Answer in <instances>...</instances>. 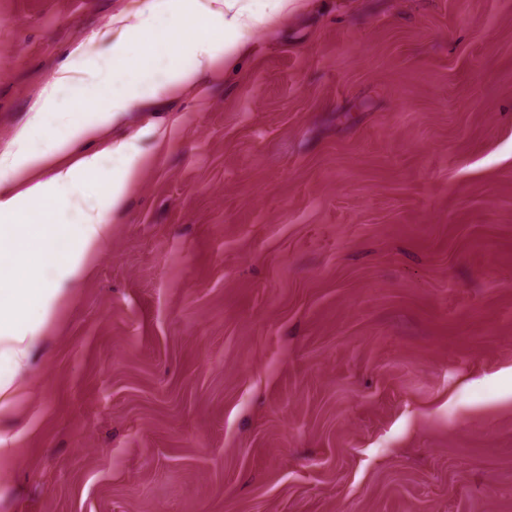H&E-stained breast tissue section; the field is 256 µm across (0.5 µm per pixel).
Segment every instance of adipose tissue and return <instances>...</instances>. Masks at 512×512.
<instances>
[{
	"instance_id": "obj_1",
	"label": "adipose tissue",
	"mask_w": 512,
	"mask_h": 512,
	"mask_svg": "<svg viewBox=\"0 0 512 512\" xmlns=\"http://www.w3.org/2000/svg\"><path fill=\"white\" fill-rule=\"evenodd\" d=\"M307 7L308 0H150L134 23L110 31L109 53L81 47L79 65L53 76L36 104L38 112L56 111L58 90L69 88L85 114L82 123L43 150L21 132L11 149L0 153V416L10 414L18 399L34 389L30 355L55 305L80 276L82 255L109 236L104 215L121 206L136 177L139 148L123 140L107 152L82 154L72 165L61 162V155L134 104L164 91L194 88L219 64L239 66L252 55L256 32L282 30L294 12ZM146 31L166 55L141 46ZM107 164L112 170L97 209H83L81 183L101 174ZM45 205L76 213L73 251L58 247L64 225L45 224L35 231L17 223L18 215Z\"/></svg>"
}]
</instances>
